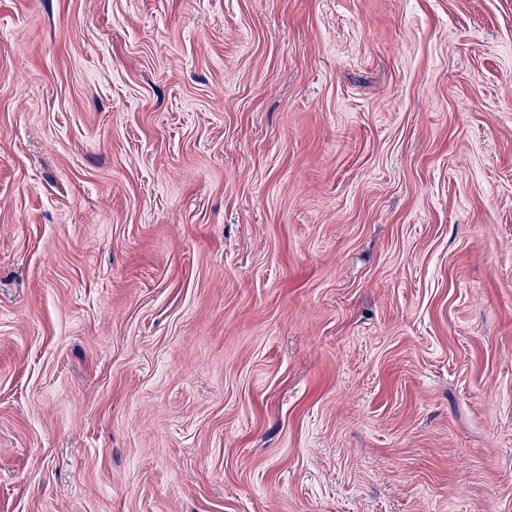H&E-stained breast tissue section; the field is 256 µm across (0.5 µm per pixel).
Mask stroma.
<instances>
[{
	"label": "stroma",
	"instance_id": "stroma-1",
	"mask_svg": "<svg viewBox=\"0 0 512 512\" xmlns=\"http://www.w3.org/2000/svg\"><path fill=\"white\" fill-rule=\"evenodd\" d=\"M0 512H512V0H0Z\"/></svg>",
	"mask_w": 512,
	"mask_h": 512
}]
</instances>
